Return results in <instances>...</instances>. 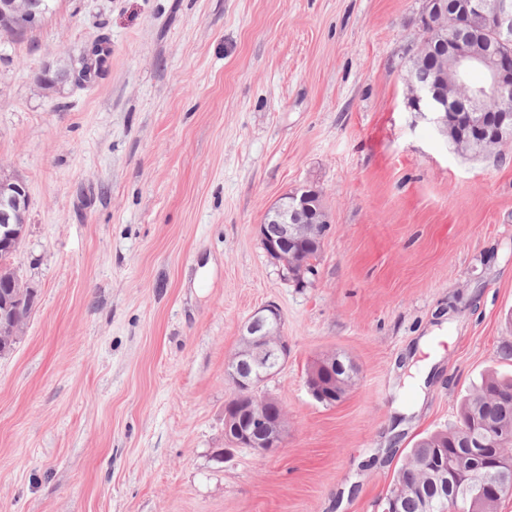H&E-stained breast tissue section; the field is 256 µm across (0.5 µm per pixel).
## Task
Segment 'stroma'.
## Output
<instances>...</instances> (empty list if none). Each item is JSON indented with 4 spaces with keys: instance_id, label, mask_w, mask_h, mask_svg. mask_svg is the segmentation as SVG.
Segmentation results:
<instances>
[{
    "instance_id": "35a3bbf8",
    "label": "stroma",
    "mask_w": 512,
    "mask_h": 512,
    "mask_svg": "<svg viewBox=\"0 0 512 512\" xmlns=\"http://www.w3.org/2000/svg\"><path fill=\"white\" fill-rule=\"evenodd\" d=\"M424 0H56L0 37V176L30 194L33 295L0 357V512H383L410 448L454 423L512 339V144L471 157L407 107ZM106 39L81 86L38 78ZM320 191L316 273L259 236ZM275 305L259 388L284 446L230 447L225 370ZM357 368L338 404L306 373Z\"/></svg>"
}]
</instances>
